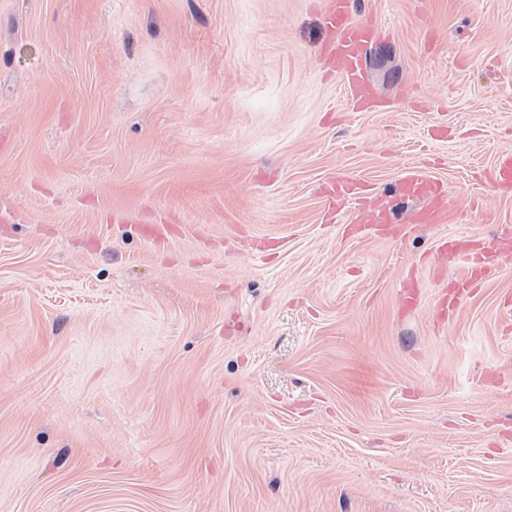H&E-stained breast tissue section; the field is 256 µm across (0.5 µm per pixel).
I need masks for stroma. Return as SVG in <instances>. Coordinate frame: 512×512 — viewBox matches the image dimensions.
I'll return each instance as SVG.
<instances>
[{
    "label": "stroma",
    "mask_w": 512,
    "mask_h": 512,
    "mask_svg": "<svg viewBox=\"0 0 512 512\" xmlns=\"http://www.w3.org/2000/svg\"><path fill=\"white\" fill-rule=\"evenodd\" d=\"M0 0V512H512V0ZM453 224L353 235L346 171ZM420 284L413 315L406 279ZM353 0H327L324 4V21L329 38L324 55L340 68L344 85L351 91L354 101L363 107L373 103L374 87L363 71V54L374 42L377 31L368 22L352 20ZM398 191L403 196L424 200L415 224H451L456 218V207L447 190L421 167L415 166L400 180ZM499 246L495 248H476L469 254V271L466 275L456 278L454 288L460 294L473 291L488 278L493 276L499 267L512 258V228L503 225L497 235Z\"/></svg>",
    "instance_id": "1"
}]
</instances>
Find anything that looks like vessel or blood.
I'll return each mask as SVG.
<instances>
[{"instance_id":"vessel-or-blood-1","label":"vessel or blood","mask_w":512,"mask_h":512,"mask_svg":"<svg viewBox=\"0 0 512 512\" xmlns=\"http://www.w3.org/2000/svg\"><path fill=\"white\" fill-rule=\"evenodd\" d=\"M353 0H326L324 21L329 38L324 54L336 62L340 76L351 91L354 101L361 106L372 104L374 87L363 71V54L375 41L377 31L367 22L352 20ZM398 191L406 197H419L424 201L415 221L419 224H449L456 218V207L443 185L425 169L414 167L400 180ZM499 244L494 248H477L469 255V271L456 278L454 287L459 293L473 291L493 276L506 261L512 260V227L501 226Z\"/></svg>"}]
</instances>
